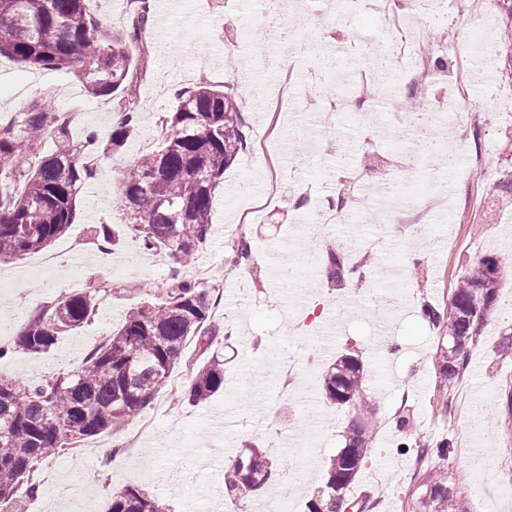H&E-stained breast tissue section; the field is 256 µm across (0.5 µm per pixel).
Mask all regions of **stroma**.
Listing matches in <instances>:
<instances>
[{"label": "stroma", "instance_id": "obj_1", "mask_svg": "<svg viewBox=\"0 0 512 512\" xmlns=\"http://www.w3.org/2000/svg\"><path fill=\"white\" fill-rule=\"evenodd\" d=\"M426 2L413 22L425 32L429 48L412 66L429 70L432 80L416 82L397 96L374 86V111L333 113L330 128L319 132L312 146L300 100L308 99L314 85L337 80L349 61L366 67L386 45L400 40L402 31L392 16L406 14L405 0H395L389 9L381 0H360L346 24L340 21L346 13L344 0H303L316 15L321 38L310 52L292 59L289 80L280 63L284 41L277 26L255 25L264 0H156L154 21L167 39L152 43L146 75L133 99L142 127L154 126L159 116L175 110L176 89L203 81L234 86L250 127L248 147L225 171L214 200L217 231L196 254L197 262L224 268L226 313L214 321L233 329L231 346L224 351L225 389L204 403L188 404L182 393L192 376L188 369H177L179 387H165L159 394L164 409H146L154 417L146 436L152 457L120 452V431L56 449L39 462L32 476L39 492L22 503L23 512H72L87 500L104 512L113 494L128 487L146 489L170 512H182L185 497L205 505L211 493L222 491L225 463L241 448L273 441L278 444L275 492L253 496L233 512H276L285 495L290 498L288 512H306L352 425L346 410L322 398L321 378L340 355L353 350L366 363L365 383L379 393L381 407L371 449L348 488L349 497L368 499L371 512H424L421 481L434 462L428 459L419 466L397 450L417 433L450 442L445 465L459 512H512V496L503 494L504 486L512 484V413L506 408L512 359L498 356L500 347L512 343V191L500 186L504 173L512 170V129L505 127L512 116V41L506 36L512 8L506 0H488L482 16L474 17L467 11L469 0H458L455 12L446 0ZM486 15L493 19L495 79L483 101L464 108L461 128L468 153H483L484 164L449 172L437 161L438 153L448 150L441 134L438 153L421 155L412 170L401 172L397 135L385 128L387 112L402 111L405 101L424 90L445 102L482 81L464 46L476 38ZM231 48L249 61L229 72L219 62ZM47 89L58 110L81 103L83 118L72 130L74 139H82L88 129L111 131L114 106L89 93L81 73L34 69L0 57V120L30 111ZM141 150L137 136L123 153L102 159L78 197L75 224L49 248L56 257L51 271L31 269L24 259L0 263V275L15 279L13 288L0 290V336L17 334L32 303L46 305L71 293V269L83 271L87 287L95 276L109 278L91 320L61 335L49 353H17L0 360V375L29 383L72 370L111 335L141 293L162 292L174 271L191 275L192 266L142 249L125 226L120 180ZM344 185L351 189L354 206L342 212L334 230L325 231L312 217ZM443 190L454 205L453 216L436 212L429 223L415 225L395 223L380 212L390 199ZM100 196L110 200L101 210L96 207ZM95 224L125 228L111 265L102 263L90 236ZM242 232L251 239L253 262L248 266L233 263L232 246ZM77 236L82 244H74ZM375 236L382 239L380 247L367 246ZM288 241L322 259L344 247L361 258L368 277L339 284L317 269L312 297L304 311H296L291 306L295 290L285 282L276 288L269 284ZM488 254L503 263L498 300L470 348L464 377L452 390L459 411L437 415L429 402L441 395L443 330L423 320L418 308L424 301L448 307L460 276ZM316 309L336 313V342L321 353L310 344L314 327L300 324L303 312ZM389 315L395 327L386 341L394 353L383 357L375 326ZM288 351L296 360L303 393L283 399L277 390L278 369ZM476 448L490 449V458H474Z\"/></svg>", "mask_w": 512, "mask_h": 512}]
</instances>
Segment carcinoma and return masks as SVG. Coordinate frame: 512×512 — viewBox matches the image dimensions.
Segmentation results:
<instances>
[{
	"instance_id": "obj_1",
	"label": "carcinoma",
	"mask_w": 512,
	"mask_h": 512,
	"mask_svg": "<svg viewBox=\"0 0 512 512\" xmlns=\"http://www.w3.org/2000/svg\"><path fill=\"white\" fill-rule=\"evenodd\" d=\"M135 9L124 27L102 28L89 16L86 0H0V57L45 70L83 68L91 94L110 96L121 104L120 122L103 149L106 154L123 150L137 135L138 112L126 103L135 94L134 73L142 69L149 45L152 17L147 0H131ZM137 50L133 59L130 48ZM175 111L160 117L159 144L139 156L123 175L122 197L142 247L167 252L190 262L207 241L212 228L215 194L224 171L248 146L246 127L233 88L202 82L179 90ZM46 137L55 143L48 156L35 147ZM98 134L85 141L71 138V123L62 112L50 110L45 100L36 102L21 128L0 124V262L20 260L48 248L75 223L77 198L92 176L82 162L88 147L98 145ZM90 234L98 243L115 246L119 233L109 224H96ZM236 263L250 261L249 238L234 242ZM330 277L340 283L359 269L341 253L328 257ZM501 261L493 256L475 260L458 282L450 316L433 305L423 314L433 325L445 326L448 346L440 351L444 382L460 379L468 368L470 345L486 323L497 301ZM216 286L198 280L172 278L160 301L145 299L125 318L107 340L92 349L73 372L36 384H23L0 375V503H20L38 493L30 479L37 464L55 449L78 443L114 428L140 420L144 410L166 387L173 371L181 366L193 376L188 402L200 404L224 388V357L211 350L216 337L230 332L211 324ZM98 287L72 293L47 309L36 311L13 344L0 347V359L20 350L48 353L58 336L79 328L96 311ZM197 340L199 365L188 356L187 341ZM365 365L357 353L336 360L322 376L323 394L329 402L352 415L348 442L339 456L346 458L345 483L336 486V463H331L326 486L332 496L314 498L308 512H334L336 501L358 509L346 491L361 469L373 438L379 405L365 386ZM398 451L416 458H446L450 444H434L415 438L400 444ZM273 460L269 448H250L233 460L224 472V497L237 501L270 490ZM425 487L437 512H455L456 500L444 478L427 474ZM108 512H165L148 493L127 488L112 498Z\"/></svg>"
}]
</instances>
